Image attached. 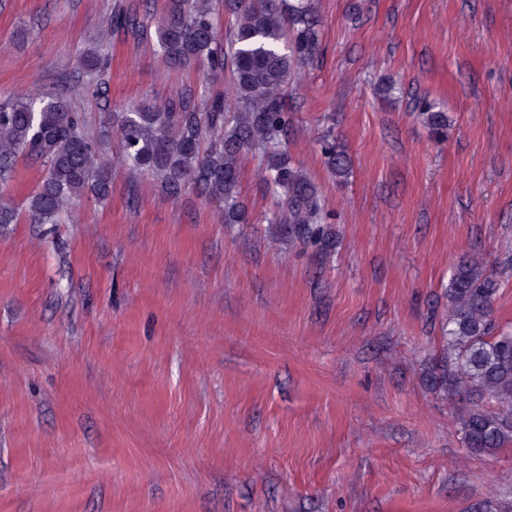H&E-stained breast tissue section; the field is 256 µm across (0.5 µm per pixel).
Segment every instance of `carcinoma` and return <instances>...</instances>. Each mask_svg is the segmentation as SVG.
<instances>
[{"label": "carcinoma", "instance_id": "obj_1", "mask_svg": "<svg viewBox=\"0 0 512 512\" xmlns=\"http://www.w3.org/2000/svg\"><path fill=\"white\" fill-rule=\"evenodd\" d=\"M219 4L229 25L227 42L214 22ZM155 37L171 65L228 70L234 98L190 89L161 104H131L117 116L115 129L122 163L173 195L194 187L222 208L224 223L248 224L240 161L255 155L277 198L270 223L288 227V236L329 255L336 244L333 217L286 142L293 115L288 84L319 44L310 0H164ZM82 63L91 74L105 69L98 51L86 53ZM417 118L436 139L448 130L447 114L429 101L418 105ZM100 143L101 135L62 97L16 94L0 105V181L13 177L21 156L45 163L44 179L27 204L36 224L61 223L69 205L87 193L100 201L109 197L111 176L99 162ZM322 152L331 174L347 180L345 150L327 140ZM503 286V277L478 258L457 262L442 326L446 355L432 371L448 399L469 400L459 430L466 447L479 454L512 443V332L493 318Z\"/></svg>", "mask_w": 512, "mask_h": 512}]
</instances>
